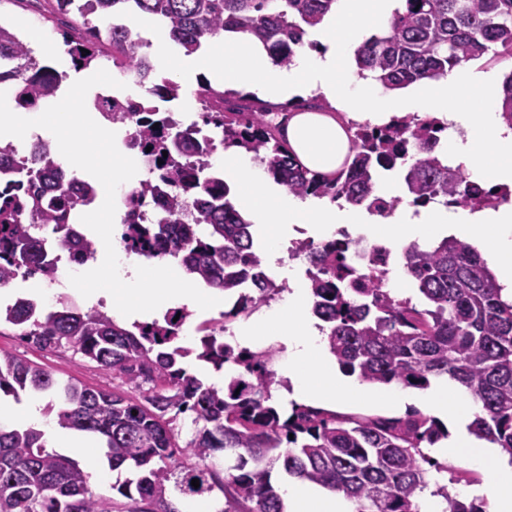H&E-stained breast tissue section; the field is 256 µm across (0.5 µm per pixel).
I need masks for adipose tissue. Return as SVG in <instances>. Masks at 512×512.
Here are the masks:
<instances>
[{
	"mask_svg": "<svg viewBox=\"0 0 512 512\" xmlns=\"http://www.w3.org/2000/svg\"><path fill=\"white\" fill-rule=\"evenodd\" d=\"M401 5L402 0H337L333 27L323 33L320 49L299 53L287 69L275 66L259 44L244 36L224 40L206 55L180 58L171 57L166 43L160 41L155 55L160 68L189 90L205 81L260 99L325 97L331 111L292 112L284 125L290 148L313 171L333 173L348 153V134L336 112H346L355 123L373 126L391 124L404 112H420L444 126L445 157L450 166L485 186H512V129L499 116L501 79L497 74L458 69L441 80H425L385 93L372 79L358 77L346 68L361 42L384 27ZM220 164L233 186L237 209L263 222L269 263L278 264L297 224L309 225L316 237L331 235L340 224L358 225L370 239L398 243L448 234L476 247L499 284L512 294V203L478 211L442 205L401 206L381 217L363 207L340 208L290 194L270 182L249 156L234 147L225 150ZM304 302V289L293 288L285 305L242 323L235 333L286 345L288 387L280 393L282 401L312 398L332 403L339 398L364 397V387L337 370L319 323L305 313ZM423 401L431 411L451 419L454 437L449 450L464 453L473 464L490 467L497 490L495 512H512V462L491 447L471 451L468 426L473 414L463 398L443 385L429 390ZM280 494L288 512H349L344 498H325L303 485H285Z\"/></svg>",
	"mask_w": 512,
	"mask_h": 512,
	"instance_id": "adipose-tissue-1",
	"label": "adipose tissue"
}]
</instances>
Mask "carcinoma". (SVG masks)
<instances>
[{"mask_svg":"<svg viewBox=\"0 0 512 512\" xmlns=\"http://www.w3.org/2000/svg\"><path fill=\"white\" fill-rule=\"evenodd\" d=\"M42 16L60 25L67 54L84 69L103 58L135 76L148 99L112 97L103 112L125 127V145L148 177L125 197L128 251L173 260L207 287L234 298L224 319L248 316L279 296L286 285L263 275L253 224L231 199L224 177L212 171L217 145L251 153L274 181L299 197L327 198L366 207L381 216L407 202H442L471 209L492 206L497 191L448 166L437 151L438 122L417 115L370 128L346 124L349 153L326 177L304 167L282 139L272 112L294 108L327 111L315 97L275 108L265 101L203 84V123L220 131V143L201 136L155 101L178 99L180 86L159 78L140 49L147 45L128 20L147 17L191 54L224 33L257 42L277 66L293 62L309 31L336 10V0H33ZM0 84L16 105L35 111L56 96L67 75L41 61L0 21ZM512 61V0H405L382 32L354 55L357 73L386 89L444 78L475 60ZM500 118L512 129V69L502 81ZM404 168L405 196L377 192L380 170ZM63 165L45 145L19 160L13 144L0 143V287L18 273L56 276L52 256L72 245L75 213L97 195L81 181L74 198L54 182ZM359 241L334 239L302 245L312 314L324 323L327 347L343 371L364 382L426 388L431 380L459 384L479 412L470 432L512 459V300L502 295L486 261L471 245L448 236L401 253V267L423 299L418 307L387 288L389 266L363 269L349 260ZM126 328L99 310L65 303L40 310L26 299L1 311L0 325L42 348L68 347L98 367L123 375L138 396L56 380L43 367L0 356V394L49 393L56 425L102 438L111 470L132 477L112 485L122 497L93 493L89 472L69 456L47 450L45 431L0 425V512H184L191 502L213 503V512H285L271 483L279 462L290 477L318 485L353 505V512H419L430 462L422 449L448 438V429L417 411L403 417H361L305 404L283 415L273 395L268 364L276 349L233 348L207 324L196 347L180 344L189 313ZM216 373L233 368L222 385L207 383L184 366L188 357ZM137 415H132V411ZM193 414L194 433L179 444L177 420ZM234 464L217 467L216 454ZM199 480V487L191 481ZM442 512H487L440 487Z\"/></svg>","mask_w":512,"mask_h":512,"instance_id":"carcinoma-1","label":"carcinoma"}]
</instances>
